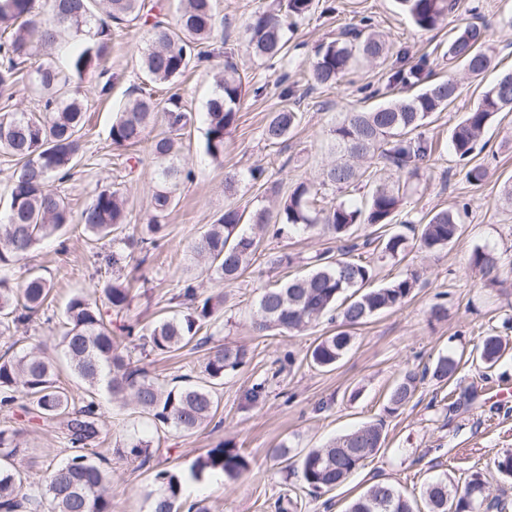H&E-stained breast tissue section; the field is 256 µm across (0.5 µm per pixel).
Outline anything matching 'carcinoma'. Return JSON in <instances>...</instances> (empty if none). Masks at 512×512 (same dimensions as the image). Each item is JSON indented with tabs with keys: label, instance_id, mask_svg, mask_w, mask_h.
<instances>
[{
	"label": "carcinoma",
	"instance_id": "1",
	"mask_svg": "<svg viewBox=\"0 0 512 512\" xmlns=\"http://www.w3.org/2000/svg\"><path fill=\"white\" fill-rule=\"evenodd\" d=\"M403 10L421 30L431 31L444 21L453 8L451 0H398ZM315 9L314 0H285L278 10L258 9L247 27V45L253 56L263 61L284 59L288 31L306 19ZM153 6L148 0H49L48 16L35 13V0H0V94L12 97L13 89L31 80L42 95L38 112H8L0 119V149L17 165L14 171L8 209L0 217V335L28 325L33 317L45 313L50 282L31 271L17 288L8 286L14 266L30 257L42 241L63 232L71 223V210L65 198L52 189L73 175L81 151L82 130L88 112V94L94 85L100 92L112 88V78H104L101 62L112 52L116 30L148 18ZM216 10L214 0H183L176 23L156 20L141 48L143 80L148 84L172 85L188 70L210 60L215 53L203 49L214 38ZM69 34L81 36L84 47L68 59L64 75L46 60L29 71L24 68L36 44L53 47ZM486 30L467 24L449 40L443 57L460 64L477 77L492 65L485 49ZM388 51L384 37L369 23L352 27L319 46L310 74L316 85H332L348 74L357 57L375 60ZM423 65L392 73L388 85L411 87L422 81ZM90 79L86 92L70 91L68 84ZM457 81H434L412 96H397L367 112H350L331 130L335 159L328 165L321 185L348 187L364 176L360 162L377 157L398 170L417 173L434 154L433 142L419 129L435 112L455 99ZM244 96V85L237 71L227 66L215 77V90L207 102L206 151L217 159L224 153V138L236 121ZM500 112H512V72L501 75L482 95L480 103L465 113L453 128L451 145L455 153L470 157L482 131ZM164 114L168 131L155 136L150 152L156 160L157 188L151 196L152 217L142 236L123 237V253H113L107 265L122 269V263L142 257L146 262L153 250L163 246L165 235L161 221L175 204L178 186L194 180L195 171L180 159L181 131L192 120L181 95L174 92L159 107L151 88H140V95L119 113L109 130L112 144L128 147L140 144L149 133L158 114ZM300 122L297 112L284 104L273 113L263 129L270 145L284 142ZM319 188L299 183L278 201L276 220L269 224V213L262 208L250 216L240 208L228 206L195 242L192 251L203 261L214 279L225 284L237 282L248 272L258 250L254 232L243 227L244 219L261 232L273 231L282 238L291 229L318 230L336 239L338 253L333 261L321 252L310 258L312 270L278 287L265 288L258 299L254 330L300 332L308 325L327 319L339 323L338 330L319 341L306 354L316 367H331L349 349L350 330L371 317L401 306L415 287L414 275L395 280L379 288L370 287L372 267L354 253L371 245L354 241V227L360 224L389 226L398 216L403 198L399 190L385 183L374 185L360 204L340 201L316 208ZM80 222L91 236L108 238L126 231L130 212L124 198L115 191L103 190L81 212ZM460 232L456 213L448 208L434 212L419 222L416 241L419 248L432 252L452 243ZM407 237L392 233L381 242V250L396 258L407 248ZM472 269L490 281L496 280L500 258L485 250H475L469 261ZM105 307L83 295L67 304L66 320L58 336V346L68 366L85 385L80 403L57 385L56 365L52 357L39 349L16 353L8 346L0 354V408H19L31 418L50 423L63 420V435L70 451L67 459L50 464L43 479L23 487L19 472L0 466V509L21 512L30 505L49 499L54 512H112V471L96 461V447L102 439L100 406L97 396L105 390L114 401L131 400L142 413L151 417L155 430L174 428L190 434L210 421L219 401L215 386L224 375L236 371L248 361L244 345H219L210 348L202 377L185 385L161 384L148 370L132 360V350L166 356L192 342L203 344L210 336L200 333L216 321L223 308L219 296L204 295L200 285L183 280L171 297L185 309L180 316L163 317L137 327L113 325L112 316L129 309L132 297L128 283L119 279L104 281ZM506 348L496 334L482 338L472 360L492 367ZM462 358L441 355L423 371H408L393 386L386 407L396 413L413 398L426 376L447 382L458 374ZM21 432L0 429V461L14 459L24 452ZM383 442V423L368 422L333 440L323 448L300 455L297 471L301 480L314 490L333 489L343 483L364 462L377 454ZM151 441L131 438L119 453L143 466L150 458ZM250 460L238 449L217 443L198 458L190 470L157 472L159 488L150 494L151 512H179L185 486L198 481L207 472H219L235 479L250 470ZM427 512H481L504 510L507 505L490 497V488L482 473H471L462 486L446 479L427 483L421 493ZM347 512H421L416 500L394 484L379 481L355 498Z\"/></svg>",
	"mask_w": 512,
	"mask_h": 512
}]
</instances>
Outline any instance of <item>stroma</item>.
I'll return each mask as SVG.
<instances>
[{
    "instance_id": "1",
    "label": "stroma",
    "mask_w": 512,
    "mask_h": 512,
    "mask_svg": "<svg viewBox=\"0 0 512 512\" xmlns=\"http://www.w3.org/2000/svg\"><path fill=\"white\" fill-rule=\"evenodd\" d=\"M328 2L331 12L312 13L290 32L289 52L283 61L264 62L248 53L245 27L253 11L276 7V0H216L224 59L240 74L246 89L220 159L211 158L205 149L206 103L214 90L211 69L197 68L176 82L193 115L181 141L183 156L194 167L196 178L177 192L178 204L165 221L163 247L141 268L129 264L119 271L124 281L147 278L145 287L133 289L126 318L147 325L159 315H173L176 307L171 298L176 285L191 278L205 294L224 296V320L210 328L213 344H243L250 354L246 365L226 374L218 386L216 416L189 435L156 432L147 415L134 405L122 407L110 395H100L101 419L107 428L102 452L112 469V512H149L147 496L155 488L157 470H186L222 441L239 448L252 466L235 480L212 472L192 484L193 497L204 500L210 512H276L275 504L281 498L296 501L297 512H346L350 501L377 481L393 483L416 497L429 478L461 483L477 470L488 479L492 492L512 505V480L495 468L497 457L512 450V397H495L497 390L512 389V349L493 367H465L448 384L425 379L408 405L390 416L384 412L392 387L406 371L422 370L441 355L470 351L489 334L502 336L512 346V328L503 324L512 315V205L501 198L504 182L512 180V113L499 114L485 128L467 159H459L448 149L451 131L463 113L478 104L482 92L501 73L512 69V26L507 23L512 0H458L457 10L432 31L417 28L396 0ZM361 16L369 17L374 29L386 35L388 54L374 61L357 59L351 74L336 84L312 85L308 74L316 47L338 37ZM469 23L486 27L493 58L491 69L477 79L442 60L453 32ZM148 30V25L137 21L112 42L106 65L116 80L108 97L92 98L80 165L75 177L61 187L74 216L72 224L62 236L46 239L29 263L16 265L10 274L15 283L31 267L45 275L53 286L49 311L54 321L19 328L0 337V346L10 342L21 351L39 344L59 356L58 323L68 301L76 295L92 296L96 270L113 250L112 240L92 238L79 221L81 211L99 191L110 189L127 198L132 216L127 234H138L151 216L149 203L156 182L149 143L127 149L113 145L109 138L116 113L138 95L139 50ZM419 62L430 80L451 76L461 85L454 104L434 113L423 129L438 148L430 164L415 177L377 159L371 167L377 179L399 187L403 197L401 220L393 224V231H402L403 220H417L447 207L457 214L461 234L433 252L409 244L404 257L396 259L378 249L368 250L364 258L374 270L373 287L413 272L418 282L400 307L377 314L354 330L348 351L335 367H313L305 353L332 333L331 324L322 321L300 332L260 335L253 331L252 319L262 287L308 273L307 258L335 250V240L302 231L279 239L265 236L250 271L231 285L211 280L206 268L194 262L192 247L226 206L250 213L266 206L267 183H279L285 193L302 182L321 183L333 158L330 129L347 113L386 101L390 74ZM284 72L296 84L289 104L302 119L286 141L270 147L262 131L282 104L278 78ZM258 87L263 90L259 96L254 93ZM475 165L487 171L479 184L466 178ZM255 166L265 168V181L246 180L247 170ZM232 172L240 173L242 179L228 192L225 176ZM478 248L501 256L496 282L470 269V256ZM282 254L291 257V264L270 265V257ZM437 304L446 308V318H432L431 309ZM206 353V348L188 347L170 358L147 357L145 364L152 377L166 383L182 374L199 376ZM262 380L268 383L266 398L249 402L248 389ZM470 388L478 392L471 405L453 407L444 399L448 392ZM378 419L384 422L381 449L332 491L313 492L277 455L285 445L292 456H300ZM0 428L22 432L25 451L14 466L24 483L41 481L48 463L68 455L61 424L46 426L22 412L0 409ZM133 435L153 441L146 466L129 464L117 451Z\"/></svg>"
}]
</instances>
